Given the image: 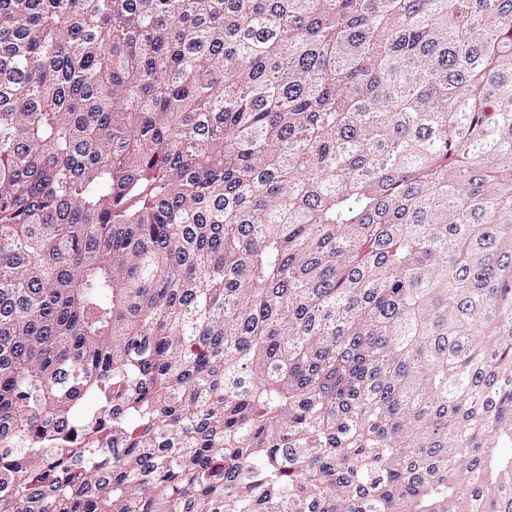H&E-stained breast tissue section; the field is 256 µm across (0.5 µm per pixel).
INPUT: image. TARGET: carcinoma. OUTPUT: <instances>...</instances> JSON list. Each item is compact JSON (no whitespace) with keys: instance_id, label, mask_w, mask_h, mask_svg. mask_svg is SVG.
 I'll return each mask as SVG.
<instances>
[{"instance_id":"carcinoma-1","label":"carcinoma","mask_w":512,"mask_h":512,"mask_svg":"<svg viewBox=\"0 0 512 512\" xmlns=\"http://www.w3.org/2000/svg\"><path fill=\"white\" fill-rule=\"evenodd\" d=\"M512 0H0V512H512Z\"/></svg>"}]
</instances>
